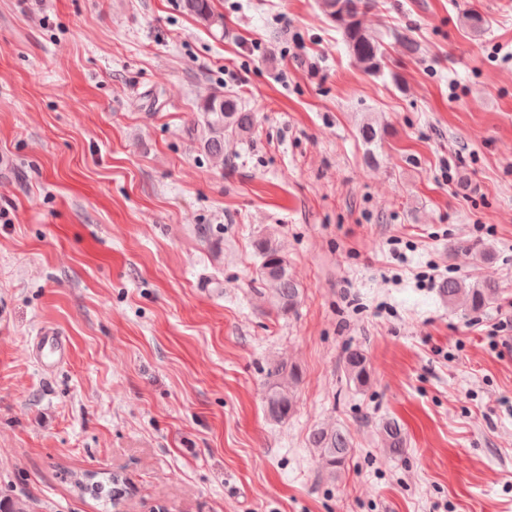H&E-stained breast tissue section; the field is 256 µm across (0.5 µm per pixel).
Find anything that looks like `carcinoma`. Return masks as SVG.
Listing matches in <instances>:
<instances>
[{
    "label": "carcinoma",
    "mask_w": 512,
    "mask_h": 512,
    "mask_svg": "<svg viewBox=\"0 0 512 512\" xmlns=\"http://www.w3.org/2000/svg\"><path fill=\"white\" fill-rule=\"evenodd\" d=\"M372 7V0H320L325 16L342 34L350 57L368 74L381 71L384 59L382 38L364 27L362 15ZM183 8L197 22L211 28L224 27V16L215 12L213 0H183ZM204 148L215 156L221 155L226 138H244L254 127V114L244 111L232 95L214 93L204 100ZM260 259L259 276L270 290L276 311L289 315L300 303V288L291 276L288 258L272 233L263 235L255 242ZM448 303L463 298L471 310L476 311L498 294V287L490 282L468 283L450 279L440 288ZM344 370L350 382L364 387L370 379L369 363L359 349H349L344 357ZM272 381L266 393V407L271 419L282 421L294 410L292 389L299 374L295 367L276 366L270 371ZM382 441L393 455L404 451L405 439L400 426L393 421L383 424ZM310 442L320 451L325 464L331 469L341 467L352 451L350 434L342 429L318 428L311 433ZM65 480L81 494H88L99 502L104 512H124L127 491L121 476L100 472H65Z\"/></svg>",
    "instance_id": "cac0c4a2"
}]
</instances>
